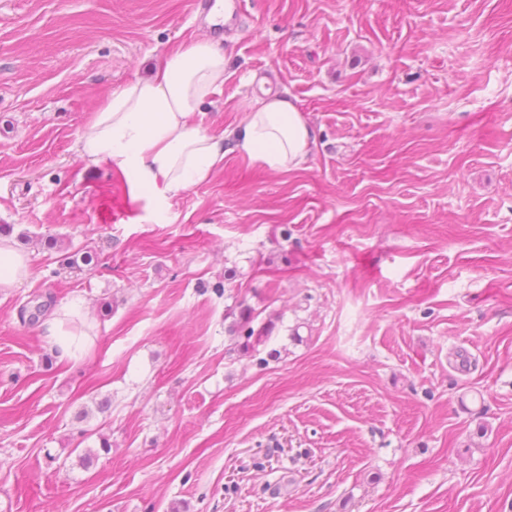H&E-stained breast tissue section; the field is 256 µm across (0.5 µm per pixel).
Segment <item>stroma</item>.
Here are the masks:
<instances>
[{
	"instance_id": "1",
	"label": "stroma",
	"mask_w": 512,
	"mask_h": 512,
	"mask_svg": "<svg viewBox=\"0 0 512 512\" xmlns=\"http://www.w3.org/2000/svg\"><path fill=\"white\" fill-rule=\"evenodd\" d=\"M204 3L0 0V225L31 267L0 291V512H512V0H240L219 37ZM211 36L205 129L266 84L306 160L228 151L131 200L76 141ZM71 302L90 349L62 362ZM79 312L78 305L72 303L65 305L55 312L53 319L48 326V338L50 343L61 358H74L78 352L83 353L89 346L88 342L81 337L88 336L86 333H72L63 329L70 319ZM253 320L252 311L248 307L242 308L240 319L235 323L232 332L235 334V338L238 339L239 348L246 354L254 353L255 356L259 352L258 347L265 343L269 337V329L267 326L255 329L252 325Z\"/></svg>"
}]
</instances>
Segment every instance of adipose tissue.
<instances>
[{"instance_id": "obj_1", "label": "adipose tissue", "mask_w": 512, "mask_h": 512, "mask_svg": "<svg viewBox=\"0 0 512 512\" xmlns=\"http://www.w3.org/2000/svg\"><path fill=\"white\" fill-rule=\"evenodd\" d=\"M225 64L223 49L206 38L172 48L149 76L130 79L95 107L76 142L79 156L127 175L134 195L159 199L208 179L228 150L274 172L300 167L314 130L292 99H252L245 119L225 137L204 129L199 117L224 89ZM30 276L27 254L1 236L0 288L19 287ZM77 313V304L62 306L49 323L48 338L60 357L88 347L65 329Z\"/></svg>"}]
</instances>
